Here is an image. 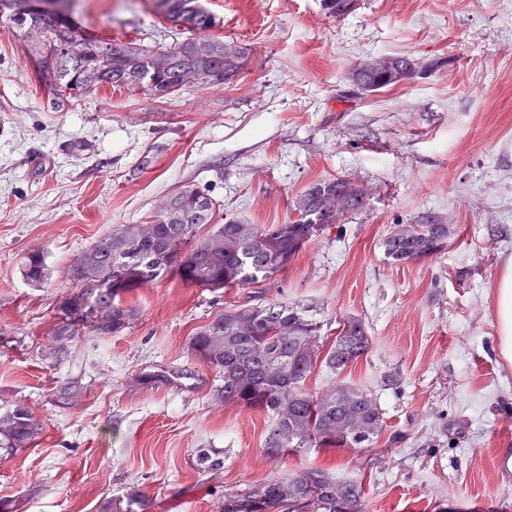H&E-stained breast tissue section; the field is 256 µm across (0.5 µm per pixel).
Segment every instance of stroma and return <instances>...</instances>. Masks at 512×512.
Segmentation results:
<instances>
[{
    "instance_id": "obj_1",
    "label": "stroma",
    "mask_w": 512,
    "mask_h": 512,
    "mask_svg": "<svg viewBox=\"0 0 512 512\" xmlns=\"http://www.w3.org/2000/svg\"><path fill=\"white\" fill-rule=\"evenodd\" d=\"M225 41L247 48L233 83L165 99L104 87L52 109L22 42L0 19V407L35 409L41 433L0 460V498L26 512H98L139 493L147 512H216L225 493L308 467L362 481L367 512H512V365L499 355L496 290L512 257V0H358L336 19L320 0H200ZM98 36L150 42L169 26L153 0H76ZM406 56L418 78L354 87L364 60ZM366 186L362 210L299 251L267 295L312 307L322 333L362 319L367 356L341 374L316 367L309 389L368 388L383 411L373 444L268 458L269 418L220 402L218 378L187 342L254 290H209L170 274L123 295L130 328L75 337L47 357L68 266L120 224L145 222L192 182L216 220L284 224L318 180ZM432 216L449 225L438 254L402 265L383 240ZM44 253L47 284L22 275ZM195 370L140 385L145 370ZM77 380L74 408L53 402ZM224 457L202 471L198 449Z\"/></svg>"
}]
</instances>
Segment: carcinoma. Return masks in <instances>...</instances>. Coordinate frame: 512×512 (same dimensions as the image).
Here are the masks:
<instances>
[{"label": "carcinoma", "instance_id": "cac0c4a2", "mask_svg": "<svg viewBox=\"0 0 512 512\" xmlns=\"http://www.w3.org/2000/svg\"><path fill=\"white\" fill-rule=\"evenodd\" d=\"M155 2L159 15L193 41L180 37L147 46L74 30L60 19L48 23L19 19L12 13L7 19L26 42L35 78L48 90L56 109L70 107L104 86L151 95L161 79L174 94L181 89L179 74L186 66L196 70L199 83L211 86L222 85L219 75L224 72L241 69L217 51L222 40L214 31L221 27V19L199 0ZM349 4L350 0H321L324 13L334 18L351 13ZM77 36L88 44L79 61L61 52L63 43ZM157 57L168 61L162 75L150 64ZM410 78L405 71L395 78L365 73L360 88L376 92ZM304 195L308 207L297 217L289 216L285 224L228 220L201 237L197 229L212 223L219 203L209 187L184 184L158 204L149 225L121 224L102 235L69 266L74 289L60 299L50 357L65 358L68 343L86 330L112 336L128 329L136 308L123 303L122 294L170 273L213 290L272 282L321 231L364 205L356 188L340 177L320 180ZM449 234L448 225L429 220L406 229L396 224L383 240L384 252L397 265L431 257L445 247ZM22 273L28 281L44 282L48 275L44 254L29 253ZM321 331V322L306 308L269 298L231 304L189 338L191 355L221 378V399L267 414L264 451L271 457L297 454L304 448H368L383 426L382 411L371 391L347 384L323 392L307 388L317 364L339 374L371 348V336L358 318L344 320L328 347ZM194 377L189 369L143 372L137 382L163 384ZM80 393L77 382L62 381L54 388V402L71 408ZM40 431L35 412L24 403L0 412V450L8 456L29 447ZM197 464L216 471L224 461L215 449L201 448ZM364 500L362 482L308 468L286 480L226 492L218 512H367ZM134 505L142 512L147 509L135 491L128 495L126 508L109 500L99 512H134Z\"/></svg>", "mask_w": 512, "mask_h": 512}]
</instances>
